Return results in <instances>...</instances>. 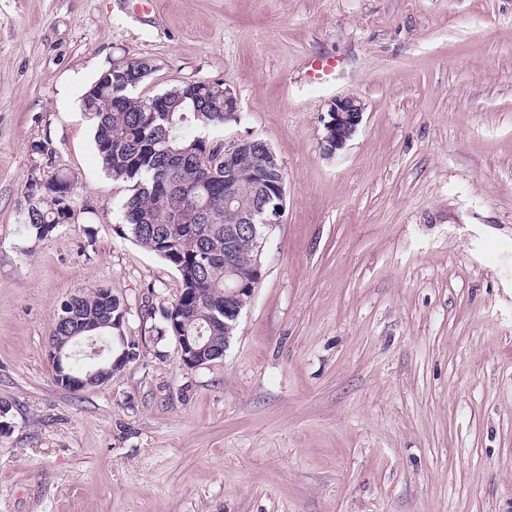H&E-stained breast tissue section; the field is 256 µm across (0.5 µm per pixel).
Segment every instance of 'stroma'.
Masks as SVG:
<instances>
[{
  "instance_id": "obj_1",
  "label": "stroma",
  "mask_w": 512,
  "mask_h": 512,
  "mask_svg": "<svg viewBox=\"0 0 512 512\" xmlns=\"http://www.w3.org/2000/svg\"><path fill=\"white\" fill-rule=\"evenodd\" d=\"M238 98L287 173L223 358L185 366L177 271L122 220L83 97ZM336 67L309 79L312 61ZM363 121L322 155L331 101ZM75 219L22 234L31 179ZM109 289L138 360L77 392L48 342ZM0 512H512V0H0Z\"/></svg>"
}]
</instances>
